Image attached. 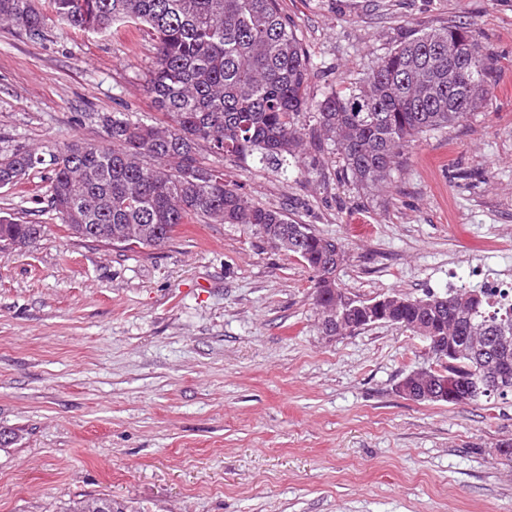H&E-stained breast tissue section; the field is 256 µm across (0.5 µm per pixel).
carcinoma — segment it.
I'll list each match as a JSON object with an SVG mask.
<instances>
[{"label":"carcinoma","instance_id":"1","mask_svg":"<svg viewBox=\"0 0 512 512\" xmlns=\"http://www.w3.org/2000/svg\"><path fill=\"white\" fill-rule=\"evenodd\" d=\"M60 20L81 31L115 23L148 26L156 60L147 91L167 125L121 112L99 117L107 144L75 143L50 154L47 209L72 237L122 248L162 247L194 217L250 224L273 247L317 273L315 303L332 310L344 292L336 269L342 246L279 209L252 203L224 174L198 159L203 142L225 157L286 162L303 147L302 117L313 114L351 179L384 187L404 148L479 110L491 92L492 63L471 26L417 33L379 58L345 95L304 97L313 69L278 0H0V26L30 41ZM42 163L37 149L0 134V187L14 186ZM45 233L0 215V246L22 247ZM453 313L398 296L382 318L418 336L448 337V376L507 367L512 372V304L470 285L453 288ZM126 512L110 497L80 500L63 512Z\"/></svg>","mask_w":512,"mask_h":512}]
</instances>
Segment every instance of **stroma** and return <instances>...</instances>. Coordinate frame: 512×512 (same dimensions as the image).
I'll return each instance as SVG.
<instances>
[{
  "label": "stroma",
  "mask_w": 512,
  "mask_h": 512,
  "mask_svg": "<svg viewBox=\"0 0 512 512\" xmlns=\"http://www.w3.org/2000/svg\"><path fill=\"white\" fill-rule=\"evenodd\" d=\"M315 68L309 101L348 92L417 32L471 24L493 63L483 107L418 139L386 189L347 177L307 123L300 162L212 154L253 203L336 239L348 295L445 294L512 280V0H279ZM147 28L0 30V132L104 145V113L162 122ZM32 172L0 213L46 225L0 248V512L109 497L138 512H512V396L467 405L396 390L422 340L387 323L322 335L316 272L248 224L193 220L166 246L70 237Z\"/></svg>",
  "instance_id": "35a3bbf8"
}]
</instances>
